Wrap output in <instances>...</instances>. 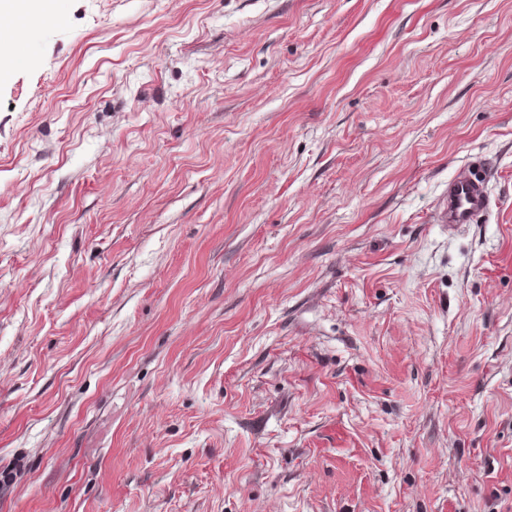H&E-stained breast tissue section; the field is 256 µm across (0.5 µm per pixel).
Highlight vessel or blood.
I'll return each mask as SVG.
<instances>
[{
	"instance_id": "obj_1",
	"label": "vessel or blood",
	"mask_w": 512,
	"mask_h": 512,
	"mask_svg": "<svg viewBox=\"0 0 512 512\" xmlns=\"http://www.w3.org/2000/svg\"><path fill=\"white\" fill-rule=\"evenodd\" d=\"M490 174L487 164L476 159L449 181L441 212L443 223L473 224L487 214L491 207L488 193Z\"/></svg>"
}]
</instances>
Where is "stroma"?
I'll list each match as a JSON object with an SVG mask.
<instances>
[{"label": "stroma", "instance_id": "1", "mask_svg": "<svg viewBox=\"0 0 512 512\" xmlns=\"http://www.w3.org/2000/svg\"><path fill=\"white\" fill-rule=\"evenodd\" d=\"M56 9L0 15V512H512V0ZM490 174L487 164L475 159L448 182V195L441 212L442 224H475L487 214L491 207Z\"/></svg>", "mask_w": 512, "mask_h": 512}]
</instances>
